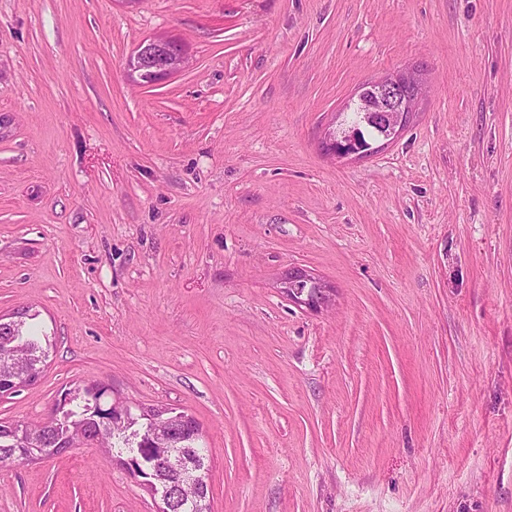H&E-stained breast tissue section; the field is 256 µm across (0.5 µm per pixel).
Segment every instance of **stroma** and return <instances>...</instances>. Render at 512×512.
<instances>
[{
	"label": "stroma",
	"instance_id": "stroma-1",
	"mask_svg": "<svg viewBox=\"0 0 512 512\" xmlns=\"http://www.w3.org/2000/svg\"><path fill=\"white\" fill-rule=\"evenodd\" d=\"M164 33L189 64L126 61ZM424 92L324 154L365 83ZM302 269L331 288L310 309ZM67 388L194 416L213 512H512V0H0V314ZM0 512H156L98 448L0 465ZM188 64L186 48L170 36L141 41L130 54L127 67L141 85L152 87L181 72ZM291 274L292 275L288 277V293L299 303L311 308H317L329 301V295L327 294L328 290L322 288L318 282L313 281L307 274L301 271L299 273L294 272ZM311 281L319 288L313 297L310 296L308 290L301 288V284L307 282L310 285Z\"/></svg>",
	"mask_w": 512,
	"mask_h": 512
}]
</instances>
